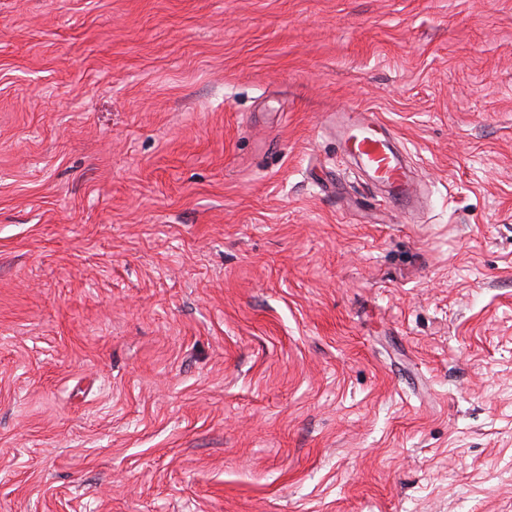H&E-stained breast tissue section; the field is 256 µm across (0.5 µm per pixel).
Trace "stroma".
Returning <instances> with one entry per match:
<instances>
[{
	"label": "stroma",
	"mask_w": 512,
	"mask_h": 512,
	"mask_svg": "<svg viewBox=\"0 0 512 512\" xmlns=\"http://www.w3.org/2000/svg\"><path fill=\"white\" fill-rule=\"evenodd\" d=\"M0 512H512V0H0ZM360 116L341 131L344 150L357 160L372 181L386 188L392 212L413 210L417 189L405 157L394 143L393 132L373 113L361 112Z\"/></svg>",
	"instance_id": "obj_1"
}]
</instances>
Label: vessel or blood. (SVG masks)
<instances>
[{"mask_svg":"<svg viewBox=\"0 0 512 512\" xmlns=\"http://www.w3.org/2000/svg\"><path fill=\"white\" fill-rule=\"evenodd\" d=\"M341 143L367 176L386 188L392 212L413 210L417 189L405 157L395 144V136L385 123L373 113H362L360 119L343 127Z\"/></svg>","mask_w":512,"mask_h":512,"instance_id":"obj_1","label":"vessel or blood"}]
</instances>
